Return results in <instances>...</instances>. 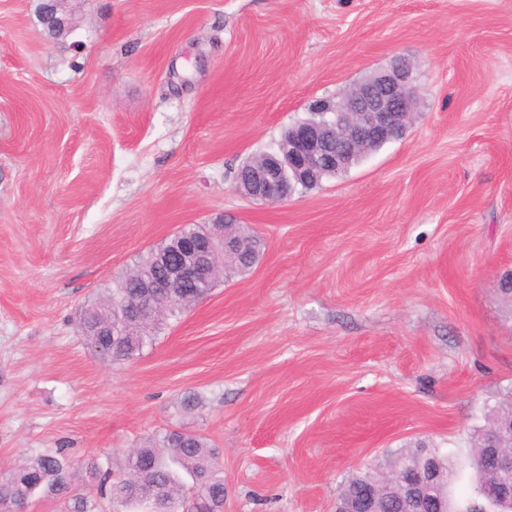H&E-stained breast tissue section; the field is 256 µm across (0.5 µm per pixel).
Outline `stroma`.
Wrapping results in <instances>:
<instances>
[{"label":"stroma","mask_w":512,"mask_h":512,"mask_svg":"<svg viewBox=\"0 0 512 512\" xmlns=\"http://www.w3.org/2000/svg\"><path fill=\"white\" fill-rule=\"evenodd\" d=\"M0 0V474L206 438L224 512H331L417 444L467 461L512 399V0ZM405 135L274 204L234 190L320 100L394 59ZM226 215L264 241L152 346L111 363L79 310ZM197 393L201 404L184 409ZM67 0H41L39 6V20L49 33L62 34L71 25V12Z\"/></svg>","instance_id":"obj_1"}]
</instances>
